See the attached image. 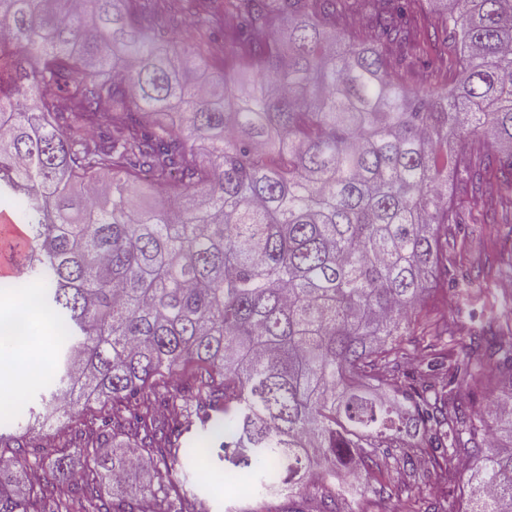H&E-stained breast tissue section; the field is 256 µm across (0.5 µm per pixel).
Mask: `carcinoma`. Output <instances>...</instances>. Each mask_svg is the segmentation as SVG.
<instances>
[{
	"instance_id": "carcinoma-1",
	"label": "carcinoma",
	"mask_w": 512,
	"mask_h": 512,
	"mask_svg": "<svg viewBox=\"0 0 512 512\" xmlns=\"http://www.w3.org/2000/svg\"><path fill=\"white\" fill-rule=\"evenodd\" d=\"M345 2L0 0V204L25 201L19 315L55 325L43 409L112 399L66 497L0 433V512H197L178 477L192 416L224 486L247 481L241 512H304L309 488L344 512L383 449L418 435L459 491L437 512H512V310L454 280L465 352L447 364L433 338L402 369L415 313L448 285V174L512 207V0H448L422 26L402 0H365L364 34ZM441 33L463 69L446 92L367 47L429 67ZM144 174L151 208L134 204ZM488 374L493 426L463 400ZM128 433L135 456H102ZM134 458L153 483L124 479Z\"/></svg>"
}]
</instances>
